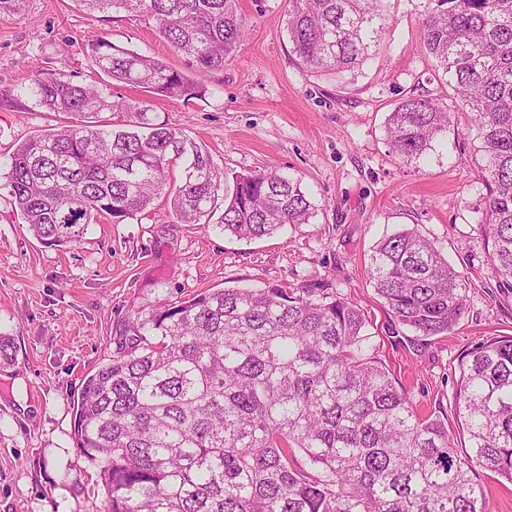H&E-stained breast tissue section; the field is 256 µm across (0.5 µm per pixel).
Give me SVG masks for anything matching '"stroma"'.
Instances as JSON below:
<instances>
[{"mask_svg":"<svg viewBox=\"0 0 512 512\" xmlns=\"http://www.w3.org/2000/svg\"><path fill=\"white\" fill-rule=\"evenodd\" d=\"M246 36L192 110L126 85L113 98L148 102L156 121L205 144L225 172L284 171L317 206L309 224L239 239L200 224L169 223L165 201L144 219L90 224L73 248L39 242L0 189V336L15 356L0 368V512H103L96 467L73 444L72 394L111 354L137 314L208 289L321 283L367 312L373 353L419 411L452 410L459 361L486 337L512 335V291L491 272L480 226L486 188L478 141L459 112L448 138L415 167L391 154L389 112L420 91L454 92L421 47L422 0H392L376 55L355 71L314 73L292 54L288 0H239ZM155 56L185 74L154 21L127 12L89 18L77 0H28L0 15V158L61 115L18 98L36 74L98 75L91 43ZM415 228L466 282L467 312L445 336L390 337L366 267L384 235Z\"/></svg>","mask_w":512,"mask_h":512,"instance_id":"35a3bbf8","label":"stroma"}]
</instances>
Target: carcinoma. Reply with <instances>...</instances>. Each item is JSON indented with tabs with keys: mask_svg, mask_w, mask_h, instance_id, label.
Listing matches in <instances>:
<instances>
[{
	"mask_svg": "<svg viewBox=\"0 0 512 512\" xmlns=\"http://www.w3.org/2000/svg\"><path fill=\"white\" fill-rule=\"evenodd\" d=\"M90 18L148 17L189 77L102 37L91 67L107 79L190 110L246 33L238 0H77ZM292 52L316 72L362 66L391 19L390 0H288ZM422 45L455 105L411 94L389 113V149L417 163L469 112L488 189L484 232L492 274L512 282V0H423ZM57 112V128L23 141L3 164L29 231L75 246L88 224H121L169 200L177 224H213L260 239L309 224L317 206L288 173L227 176L205 145L157 123L147 103L113 100L61 70L19 89ZM118 112L114 124L102 117ZM224 210L211 222L219 193ZM369 275L388 331L446 335L467 310L466 286L414 228L380 240ZM365 312L320 284L223 288L137 314L77 391L73 439L100 468L105 512H486L477 470L512 483V335L489 336L459 362L454 420L422 415L365 348Z\"/></svg>",
	"mask_w": 512,
	"mask_h": 512,
	"instance_id": "carcinoma-1",
	"label": "carcinoma"
}]
</instances>
